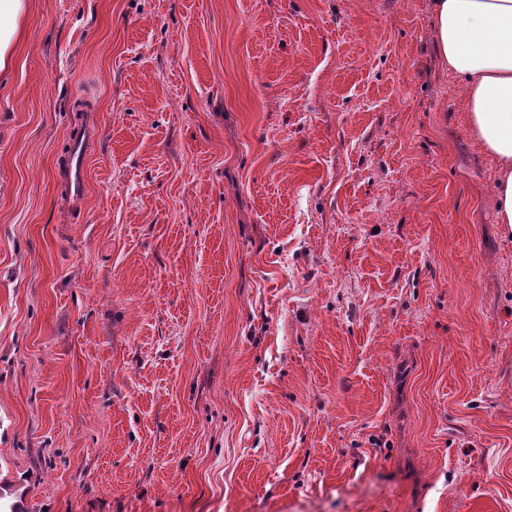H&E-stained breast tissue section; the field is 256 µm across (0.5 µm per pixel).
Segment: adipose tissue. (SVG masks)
I'll return each mask as SVG.
<instances>
[{"mask_svg": "<svg viewBox=\"0 0 512 512\" xmlns=\"http://www.w3.org/2000/svg\"><path fill=\"white\" fill-rule=\"evenodd\" d=\"M27 0H0V72L10 68ZM439 59L465 90L467 125L497 165L496 222L512 241V0H432Z\"/></svg>", "mask_w": 512, "mask_h": 512, "instance_id": "adipose-tissue-1", "label": "adipose tissue"}]
</instances>
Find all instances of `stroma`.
I'll list each match as a JSON object with an SVG mask.
<instances>
[{"instance_id":"1","label":"stroma","mask_w":512,"mask_h":512,"mask_svg":"<svg viewBox=\"0 0 512 512\" xmlns=\"http://www.w3.org/2000/svg\"><path fill=\"white\" fill-rule=\"evenodd\" d=\"M463 98L430 0H31L0 77V495L512 512V242ZM98 138V127L87 123L77 129L70 150L58 167V178L63 192L72 205H78L87 191V160L91 146Z\"/></svg>"}]
</instances>
